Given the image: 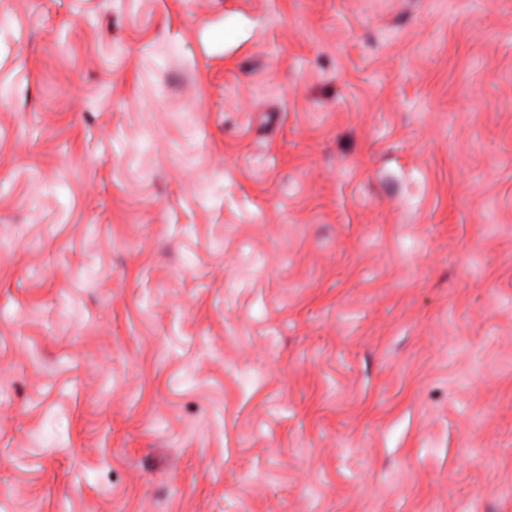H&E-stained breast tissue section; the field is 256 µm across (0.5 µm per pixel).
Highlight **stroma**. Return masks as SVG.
<instances>
[{"instance_id": "1", "label": "stroma", "mask_w": 512, "mask_h": 512, "mask_svg": "<svg viewBox=\"0 0 512 512\" xmlns=\"http://www.w3.org/2000/svg\"><path fill=\"white\" fill-rule=\"evenodd\" d=\"M0 512H512V0H0Z\"/></svg>"}]
</instances>
